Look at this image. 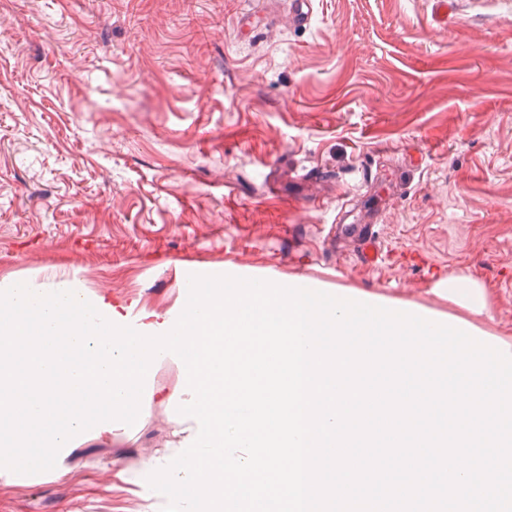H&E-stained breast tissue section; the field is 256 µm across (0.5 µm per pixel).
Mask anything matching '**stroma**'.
Segmentation results:
<instances>
[{
  "label": "stroma",
  "instance_id": "obj_1",
  "mask_svg": "<svg viewBox=\"0 0 512 512\" xmlns=\"http://www.w3.org/2000/svg\"><path fill=\"white\" fill-rule=\"evenodd\" d=\"M0 0V285L179 309L231 264L438 304L512 338V0ZM382 258L364 262L365 216ZM153 412L0 512H160ZM127 479H119L118 471ZM448 296L466 302L468 308L474 313H481L484 308L482 294L473 289L470 282L463 279L448 280Z\"/></svg>",
  "mask_w": 512,
  "mask_h": 512
}]
</instances>
